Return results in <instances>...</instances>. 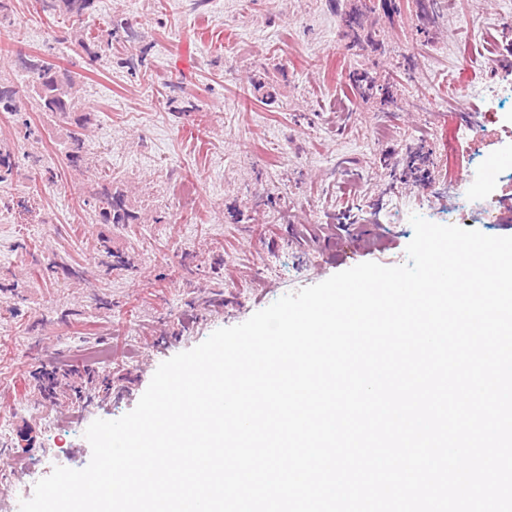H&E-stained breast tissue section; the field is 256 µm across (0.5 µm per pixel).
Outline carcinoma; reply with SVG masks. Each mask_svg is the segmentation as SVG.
<instances>
[{
    "label": "carcinoma",
    "mask_w": 512,
    "mask_h": 512,
    "mask_svg": "<svg viewBox=\"0 0 512 512\" xmlns=\"http://www.w3.org/2000/svg\"><path fill=\"white\" fill-rule=\"evenodd\" d=\"M41 10L46 15L63 14L76 21L82 19L94 7V0H40ZM392 0H349L348 9L343 13L346 37L350 43L359 45L364 38L365 15L376 8L392 11ZM20 71L27 77L25 88L28 99L37 112L61 120L70 125L65 156L75 167L93 161L80 130L91 121V113L79 107V85L81 74L58 65L54 60L38 55L19 56ZM351 85L362 97L384 95L387 83L368 72L350 75ZM19 88L8 79H0V112L14 114L19 111ZM14 164L11 151L0 147V186L12 181ZM100 190L95 193L93 212L98 224H134L138 220L131 208L127 195L112 187V176L101 174Z\"/></svg>",
    "instance_id": "carcinoma-1"
}]
</instances>
